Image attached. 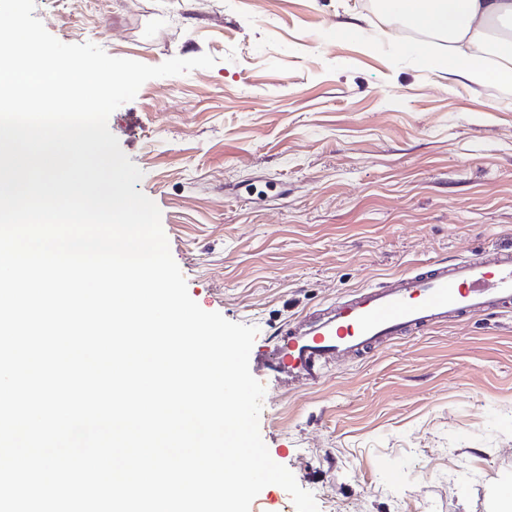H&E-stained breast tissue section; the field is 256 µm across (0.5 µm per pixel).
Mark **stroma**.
<instances>
[{
	"label": "stroma",
	"mask_w": 512,
	"mask_h": 512,
	"mask_svg": "<svg viewBox=\"0 0 512 512\" xmlns=\"http://www.w3.org/2000/svg\"><path fill=\"white\" fill-rule=\"evenodd\" d=\"M372 0H35L67 44L155 66L108 120L205 311L256 345L424 261L512 248V90L422 65ZM356 26L353 37L334 33ZM271 458L319 512H503L512 317L479 314L265 386Z\"/></svg>",
	"instance_id": "35a3bbf8"
}]
</instances>
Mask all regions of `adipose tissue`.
Instances as JSON below:
<instances>
[{"instance_id": "1", "label": "adipose tissue", "mask_w": 512, "mask_h": 512, "mask_svg": "<svg viewBox=\"0 0 512 512\" xmlns=\"http://www.w3.org/2000/svg\"><path fill=\"white\" fill-rule=\"evenodd\" d=\"M376 10L444 43L428 66L512 87V0H377Z\"/></svg>"}]
</instances>
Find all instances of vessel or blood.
<instances>
[{
  "mask_svg": "<svg viewBox=\"0 0 512 512\" xmlns=\"http://www.w3.org/2000/svg\"><path fill=\"white\" fill-rule=\"evenodd\" d=\"M512 311V249L420 263L279 326L252 356L259 381L315 385L327 364L481 312Z\"/></svg>",
  "mask_w": 512,
  "mask_h": 512,
  "instance_id": "obj_1",
  "label": "vessel or blood"
}]
</instances>
